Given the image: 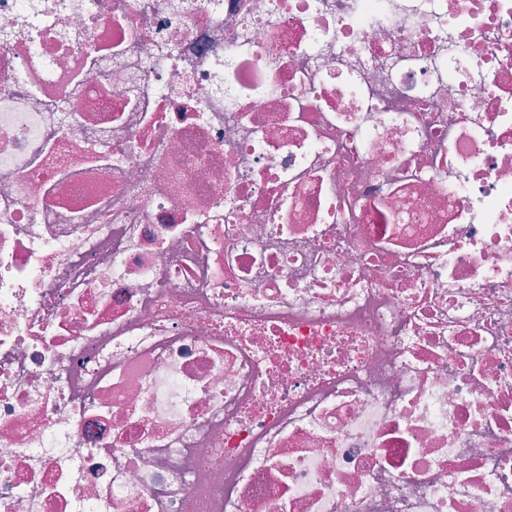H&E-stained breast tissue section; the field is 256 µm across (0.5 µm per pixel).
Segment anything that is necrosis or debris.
I'll return each mask as SVG.
<instances>
[{
	"label": "necrosis or debris",
	"mask_w": 512,
	"mask_h": 512,
	"mask_svg": "<svg viewBox=\"0 0 512 512\" xmlns=\"http://www.w3.org/2000/svg\"><path fill=\"white\" fill-rule=\"evenodd\" d=\"M0 512H512V0H0Z\"/></svg>",
	"instance_id": "1"
}]
</instances>
